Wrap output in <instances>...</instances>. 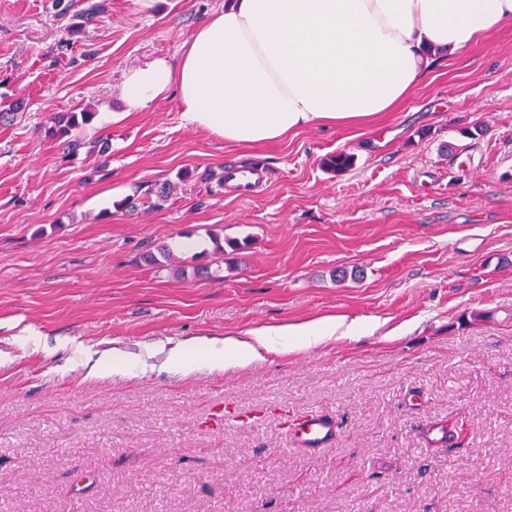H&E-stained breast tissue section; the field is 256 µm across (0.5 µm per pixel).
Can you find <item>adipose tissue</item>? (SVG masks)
I'll use <instances>...</instances> for the list:
<instances>
[{"label": "adipose tissue", "mask_w": 512, "mask_h": 512, "mask_svg": "<svg viewBox=\"0 0 512 512\" xmlns=\"http://www.w3.org/2000/svg\"><path fill=\"white\" fill-rule=\"evenodd\" d=\"M512 24V0H225L184 42L124 79L127 111L175 96L181 117L230 146L284 139L299 129L362 125L395 110L451 55ZM368 324L343 316L261 327L245 337L196 335L131 354L104 349L89 373L129 379L164 355L170 370L232 371L286 357Z\"/></svg>", "instance_id": "obj_1"}]
</instances>
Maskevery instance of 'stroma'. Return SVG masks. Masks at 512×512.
I'll return each mask as SVG.
<instances>
[{"mask_svg":"<svg viewBox=\"0 0 512 512\" xmlns=\"http://www.w3.org/2000/svg\"><path fill=\"white\" fill-rule=\"evenodd\" d=\"M52 4L0 0V102L28 103L0 126V512H512V25L374 125L230 147L123 99L224 0H108L75 34ZM86 108L106 154L48 134ZM250 164L269 178L242 200L224 171ZM164 243L178 265H145ZM326 315L378 328L233 373L87 375L113 340ZM307 411L338 426L313 457Z\"/></svg>","mask_w":512,"mask_h":512,"instance_id":"35a3bbf8","label":"stroma"}]
</instances>
